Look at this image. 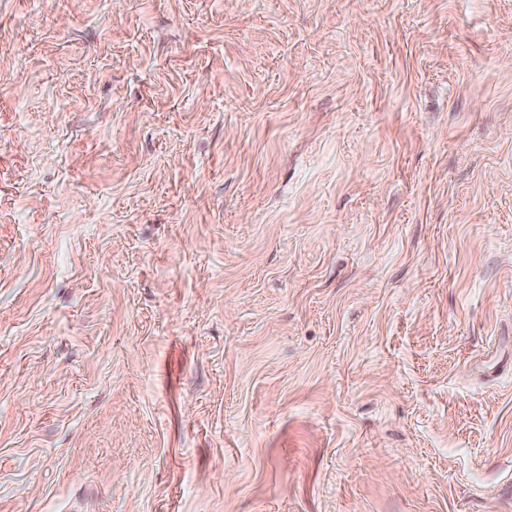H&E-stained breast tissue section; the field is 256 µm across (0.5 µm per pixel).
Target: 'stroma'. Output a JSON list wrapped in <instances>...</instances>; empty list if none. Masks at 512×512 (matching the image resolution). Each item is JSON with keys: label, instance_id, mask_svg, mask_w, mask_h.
<instances>
[{"label": "stroma", "instance_id": "35a3bbf8", "mask_svg": "<svg viewBox=\"0 0 512 512\" xmlns=\"http://www.w3.org/2000/svg\"><path fill=\"white\" fill-rule=\"evenodd\" d=\"M0 512H512V0H0Z\"/></svg>", "mask_w": 512, "mask_h": 512}]
</instances>
